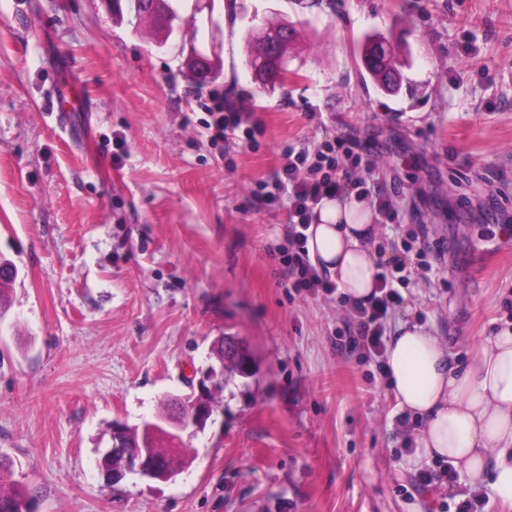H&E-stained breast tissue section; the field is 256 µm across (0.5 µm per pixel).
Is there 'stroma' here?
I'll list each match as a JSON object with an SVG mask.
<instances>
[{"mask_svg":"<svg viewBox=\"0 0 512 512\" xmlns=\"http://www.w3.org/2000/svg\"><path fill=\"white\" fill-rule=\"evenodd\" d=\"M164 37L104 0H0V453L37 512H446L447 486L413 484L385 378L343 329L335 297L292 295L272 256L286 205L260 206L288 146L352 136L372 198L400 224L377 241L441 248L404 306L465 367L512 298V0H215L223 72L199 83ZM298 30L285 86L255 85L252 19ZM386 38L403 83L363 78ZM250 112L256 149L212 142L197 89ZM252 372L224 373L189 468L113 480V423L196 395L214 341ZM407 485L396 492L395 480Z\"/></svg>","mask_w":512,"mask_h":512,"instance_id":"1","label":"stroma"}]
</instances>
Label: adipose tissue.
<instances>
[{
	"mask_svg": "<svg viewBox=\"0 0 512 512\" xmlns=\"http://www.w3.org/2000/svg\"><path fill=\"white\" fill-rule=\"evenodd\" d=\"M373 219L365 203L325 199L307 231L313 264L354 301L375 288ZM385 359L398 409L422 422L408 467L448 461L471 486L490 484L512 506V329L486 337L460 371L424 326L404 318Z\"/></svg>",
	"mask_w": 512,
	"mask_h": 512,
	"instance_id": "obj_1",
	"label": "adipose tissue"
}]
</instances>
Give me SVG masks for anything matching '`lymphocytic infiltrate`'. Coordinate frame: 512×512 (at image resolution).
Instances as JSON below:
<instances>
[{"label": "lymphocytic infiltrate", "mask_w": 512, "mask_h": 512, "mask_svg": "<svg viewBox=\"0 0 512 512\" xmlns=\"http://www.w3.org/2000/svg\"><path fill=\"white\" fill-rule=\"evenodd\" d=\"M205 110L209 116L208 128L215 137L235 136L243 146H257L265 129L254 122L250 113L225 109L222 100L212 99ZM373 164L357 152L356 144L348 136L339 134L321 142L313 149H289L276 176L260 182L255 195L260 202L287 201L288 224L285 246L278 253L288 270V286L295 293L330 296L337 286L319 275L306 249V232L313 223L316 206L326 198L350 193L365 199L370 195L369 179ZM376 288L369 302L357 303L340 299L354 326L356 345L366 350L369 358L382 362L386 352L387 321L402 301L401 288L407 287L412 269L402 257L378 261Z\"/></svg>", "instance_id": "lymphocytic-infiltrate-1"}]
</instances>
